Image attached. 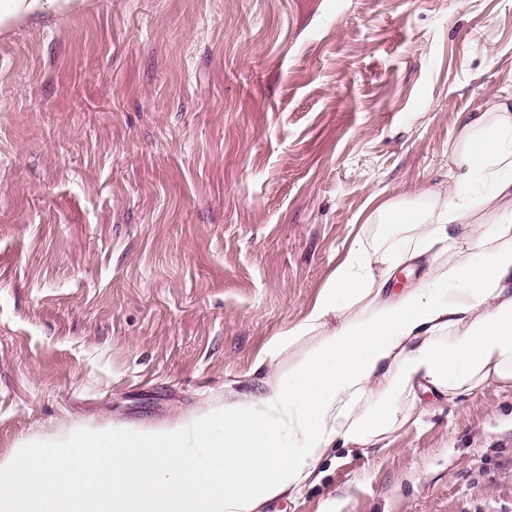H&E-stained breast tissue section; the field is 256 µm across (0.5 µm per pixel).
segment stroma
Instances as JSON below:
<instances>
[{"instance_id":"stroma-1","label":"stroma","mask_w":512,"mask_h":512,"mask_svg":"<svg viewBox=\"0 0 512 512\" xmlns=\"http://www.w3.org/2000/svg\"><path fill=\"white\" fill-rule=\"evenodd\" d=\"M512 93V0H87L0 32V453L255 390L380 202ZM265 512H512V390Z\"/></svg>"}]
</instances>
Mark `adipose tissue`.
Returning <instances> with one entry per match:
<instances>
[{"label": "adipose tissue", "instance_id": "obj_1", "mask_svg": "<svg viewBox=\"0 0 512 512\" xmlns=\"http://www.w3.org/2000/svg\"><path fill=\"white\" fill-rule=\"evenodd\" d=\"M83 0H0V29ZM457 192L367 216L308 312L263 347L253 392L160 424L59 429L0 456V512H262L319 480L332 448H372L418 424L420 392L512 387V105L459 116ZM427 258L413 288L388 290Z\"/></svg>", "mask_w": 512, "mask_h": 512}]
</instances>
